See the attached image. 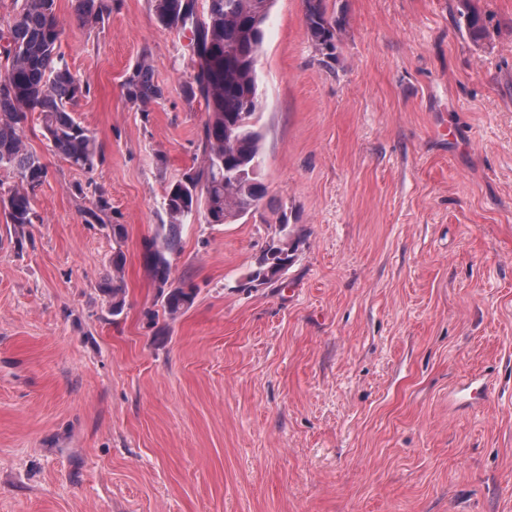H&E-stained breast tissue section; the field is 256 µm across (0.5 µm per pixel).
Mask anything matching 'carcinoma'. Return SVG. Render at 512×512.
<instances>
[{"mask_svg": "<svg viewBox=\"0 0 512 512\" xmlns=\"http://www.w3.org/2000/svg\"><path fill=\"white\" fill-rule=\"evenodd\" d=\"M77 23L93 26L112 13V0H71ZM6 27L0 28V169L14 175L9 188L0 184V208L18 243L37 219L33 199L46 181L48 166L25 141L27 113L37 112L49 151L71 166L91 171L102 161L96 138L75 117L74 107L87 95V87L71 71L60 51L63 28L56 0H13ZM305 26L320 54L335 57L344 18L330 16L323 0H304ZM274 0H204L194 10L191 0H153L159 23L167 30L188 36L193 65L186 86L191 101L203 102L207 119L200 144L203 164L170 183L163 209L166 221L146 240L143 260L157 287L158 299L170 316L185 312L197 296L191 282L171 279V255L176 251L180 228L190 218L203 215L208 224H233L254 214L251 204L261 205L266 186L261 179L264 131L260 101L258 59L265 25ZM473 38L485 32L483 18L475 11L464 14ZM132 103L160 96L152 65L140 63L125 82ZM88 224L109 230L116 248L112 269L125 263L121 249L126 227L112 223V206L102 194H94L92 207L83 210ZM280 242H271L257 259L246 284L273 285L292 264L300 240L290 238L288 218L280 222ZM109 313L120 316L126 307L122 280L109 276L100 288Z\"/></svg>", "mask_w": 512, "mask_h": 512, "instance_id": "1", "label": "carcinoma"}]
</instances>
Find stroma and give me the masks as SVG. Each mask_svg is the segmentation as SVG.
Returning a JSON list of instances; mask_svg holds the SVG:
<instances>
[{
	"label": "stroma",
	"instance_id": "stroma-1",
	"mask_svg": "<svg viewBox=\"0 0 512 512\" xmlns=\"http://www.w3.org/2000/svg\"><path fill=\"white\" fill-rule=\"evenodd\" d=\"M325 5L345 19L328 64L304 0L271 10L261 214L182 227L172 277L198 294L160 341L143 244L203 162L188 40L151 0L93 27L57 0L103 160L52 155L29 113L49 174L24 247L0 214V512H512V0ZM144 60L161 95L133 103ZM80 184L127 229L115 319ZM283 211L292 266L243 288Z\"/></svg>",
	"mask_w": 512,
	"mask_h": 512
}]
</instances>
